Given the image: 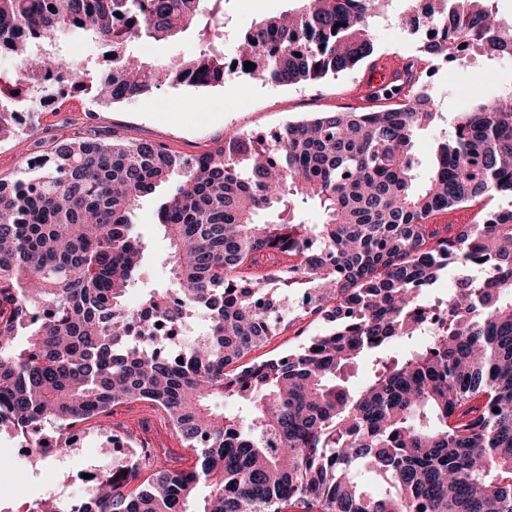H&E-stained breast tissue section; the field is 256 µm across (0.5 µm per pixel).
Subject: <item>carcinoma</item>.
<instances>
[{"label":"carcinoma","mask_w":512,"mask_h":512,"mask_svg":"<svg viewBox=\"0 0 512 512\" xmlns=\"http://www.w3.org/2000/svg\"><path fill=\"white\" fill-rule=\"evenodd\" d=\"M226 2L0 0V49L14 61L0 74V135L34 130L53 93L109 105L162 85L335 77L373 56L385 0H298L237 37L234 69ZM429 16L430 58L512 56L492 0H431ZM187 31L201 48L186 59L133 49ZM65 34L103 46L112 66L44 82L64 67ZM406 76L410 94L390 107L320 112L190 158L79 136L0 176V430L45 453L76 425L147 402L195 456L129 494L155 459L114 457L73 512H512V206L433 224L482 196L512 198V89L455 116L418 184L414 140L436 112L421 73ZM161 186L171 279L131 308L147 250L134 212ZM309 201L318 224L300 215ZM199 312L205 333L169 355L162 331ZM309 315L333 326L230 368ZM361 359L372 374L352 388L344 373ZM363 473L386 491L368 492Z\"/></svg>","instance_id":"1"}]
</instances>
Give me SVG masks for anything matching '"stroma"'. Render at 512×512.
Returning <instances> with one entry per match:
<instances>
[{
	"label": "stroma",
	"mask_w": 512,
	"mask_h": 512,
	"mask_svg": "<svg viewBox=\"0 0 512 512\" xmlns=\"http://www.w3.org/2000/svg\"><path fill=\"white\" fill-rule=\"evenodd\" d=\"M293 5L294 0H227L225 49H234L237 36L259 20L278 15ZM406 8V0H387L382 15L372 21L376 56H417L420 40L397 22ZM485 71L480 61H435L430 92L437 116L415 141L418 178H426L432 166L438 136L447 130L457 113L466 110L473 96L492 98L512 86V61L494 70L492 78H485ZM366 72L362 65L314 85L281 86L240 77L200 92L164 87L109 108H91L84 99L62 100L41 113L35 131L0 142V175L15 172L28 157L38 153L39 143L70 137L78 131L94 133L108 142L137 139L164 144L178 155H197L243 132L271 133L296 118L353 110L350 93ZM157 205V196H148L136 213L137 230L148 245L142 277L146 288L161 284L170 276L168 245L157 224ZM326 327L325 321L307 316L251 351L249 357L263 359L296 349ZM108 423L105 433L95 430L92 423L79 424L75 444L45 458L27 456L20 441L11 433L1 432L0 512H16L22 503L60 492L81 499V472L104 464L102 450L109 447L114 434L150 449L159 463L171 460L186 468L194 462L191 450L184 448L162 416L147 404L136 402L115 407Z\"/></svg>",
	"instance_id": "stroma-1"
}]
</instances>
